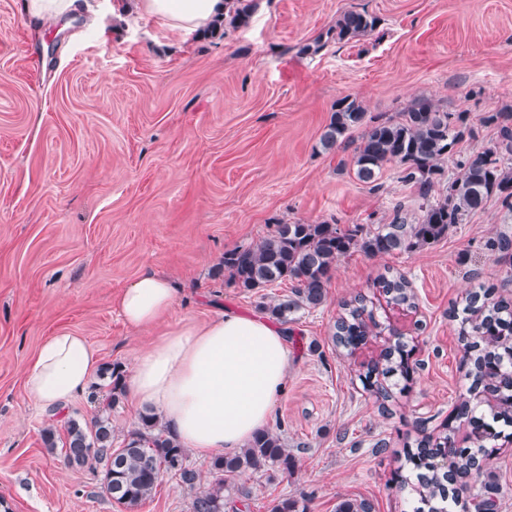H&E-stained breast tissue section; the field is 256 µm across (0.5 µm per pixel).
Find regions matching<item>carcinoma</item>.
Instances as JSON below:
<instances>
[{"label": "carcinoma", "mask_w": 512, "mask_h": 512, "mask_svg": "<svg viewBox=\"0 0 512 512\" xmlns=\"http://www.w3.org/2000/svg\"><path fill=\"white\" fill-rule=\"evenodd\" d=\"M257 8L258 0H224V19L214 23L212 32L224 36L229 29L249 25ZM376 26L377 17L367 11L348 10L326 32L300 45L297 53L315 54L332 40L349 41ZM483 123L497 129L495 142L457 162V172L445 180L443 163L465 137L473 136L467 113L448 112L421 94L397 119L381 120L366 112L355 98L336 100L319 140L322 149L333 150L349 142L352 132L361 131L352 157L356 178L378 190L384 170L396 167L399 179L416 188L419 217L408 219L404 206L397 204L383 224L342 227L334 218L312 224L278 222L259 244L224 252V272L245 291L289 283L291 295L263 305L272 318L286 324L294 321L298 312L323 305L337 263L352 251L358 249L368 255L414 253L446 236L451 226L463 223L495 196L512 208V106L487 113ZM489 249L496 264L512 270V240L508 235H500ZM376 287L392 304L407 310L416 308V296L405 276H381ZM341 308L332 341L350 355L366 342L371 326L364 317V298L346 300ZM451 317L459 321L465 377L470 386L459 396L442 431L423 435L416 440V452L409 454L417 471L415 491L429 512H455L461 493L469 489L470 478L482 472L486 450L495 447L504 428L512 426V298L496 295L493 285L481 284L465 296L462 307L451 310ZM409 354L407 343L398 341L385 349L380 362L367 369L363 383L377 399L385 402L390 393L372 380V375L409 378ZM123 378L122 367L113 366L107 407L118 401ZM481 395L495 400L488 417L476 413L472 406L475 397ZM463 427L467 434L459 446L456 435ZM63 428L67 465L102 467L110 486L106 494L119 504L130 508L140 505L151 498L166 475L177 478L186 488H196L198 472L187 463L184 448L154 413L141 415L121 448L112 447V423L107 417L96 416L89 423L69 417ZM290 459L281 434L268 430L257 434L238 453L215 455L209 464L213 482L195 493L192 512H224L226 479L268 467L286 470ZM495 495L489 485L473 495V512H497Z\"/></svg>", "instance_id": "carcinoma-1"}]
</instances>
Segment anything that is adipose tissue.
Masks as SVG:
<instances>
[{
  "instance_id": "adipose-tissue-1",
  "label": "adipose tissue",
  "mask_w": 512,
  "mask_h": 512,
  "mask_svg": "<svg viewBox=\"0 0 512 512\" xmlns=\"http://www.w3.org/2000/svg\"><path fill=\"white\" fill-rule=\"evenodd\" d=\"M131 9L187 33L221 18L224 0H118L112 13L119 17ZM175 302L170 280L157 274L141 276L117 299L125 323L135 330L169 316ZM99 365L85 337L55 333L29 361L26 392L38 406H64L89 387ZM289 369L280 327L224 312L203 324H176L155 337L131 364L128 392L137 406L157 414L182 447L204 459L245 447L267 428Z\"/></svg>"
}]
</instances>
